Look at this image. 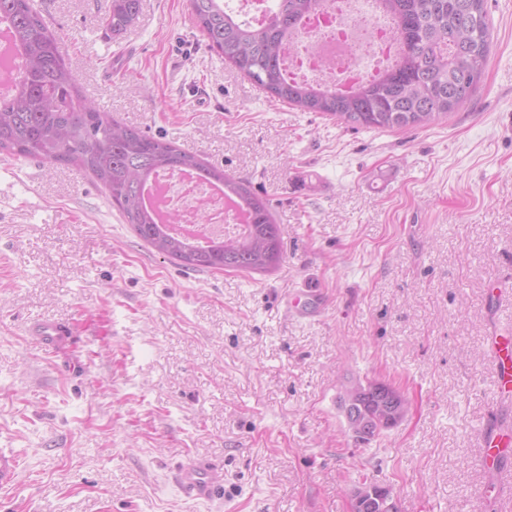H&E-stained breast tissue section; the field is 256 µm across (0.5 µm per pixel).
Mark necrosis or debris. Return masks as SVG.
Returning <instances> with one entry per match:
<instances>
[{
	"mask_svg": "<svg viewBox=\"0 0 512 512\" xmlns=\"http://www.w3.org/2000/svg\"><path fill=\"white\" fill-rule=\"evenodd\" d=\"M397 54L391 25L376 12L374 0H323L286 43L284 64L292 79L347 89L377 76ZM161 182L165 207L180 215L181 226L205 238L240 229V212L223 195L183 172H170Z\"/></svg>",
	"mask_w": 512,
	"mask_h": 512,
	"instance_id": "1",
	"label": "necrosis or debris"
}]
</instances>
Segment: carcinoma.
I'll use <instances>...</instances> for the list:
<instances>
[{"instance_id": "cac0c4a2", "label": "carcinoma", "mask_w": 512, "mask_h": 512, "mask_svg": "<svg viewBox=\"0 0 512 512\" xmlns=\"http://www.w3.org/2000/svg\"><path fill=\"white\" fill-rule=\"evenodd\" d=\"M225 0H188L195 27L211 51L277 101L320 112L353 127L413 129L459 110L476 93L487 65L491 30L487 0H377L394 24L397 62L370 81L342 91L291 79L284 44L321 0H270L255 23L238 19ZM141 0H112L103 24L117 35L136 20ZM11 31L19 76L0 96V153L50 164H76L104 188L136 235L158 253L192 271L271 272L284 259L279 227L268 203L250 186L173 143L112 119L81 98L61 56L58 38L32 0H0V24ZM191 171L220 184L247 215L244 231L198 245L158 222L145 188L163 172ZM400 392L369 382L351 413L364 423L367 443L396 427Z\"/></svg>"}]
</instances>
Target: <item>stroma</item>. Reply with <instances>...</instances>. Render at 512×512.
I'll use <instances>...</instances> for the list:
<instances>
[{
    "instance_id": "obj_1",
    "label": "stroma",
    "mask_w": 512,
    "mask_h": 512,
    "mask_svg": "<svg viewBox=\"0 0 512 512\" xmlns=\"http://www.w3.org/2000/svg\"><path fill=\"white\" fill-rule=\"evenodd\" d=\"M83 93L248 182L278 224L272 273L194 272L140 240L89 174L0 154V512H512L479 432L500 406L489 347L512 327V0H488L483 81L448 120L354 129L273 100L211 51L186 0H42ZM320 303L308 299L310 289ZM68 322L53 350L28 326ZM410 411L364 445L346 385ZM220 465L201 503L176 474ZM141 8V0H112L111 10L104 15L103 24L112 30V34H120L136 20Z\"/></svg>"
}]
</instances>
